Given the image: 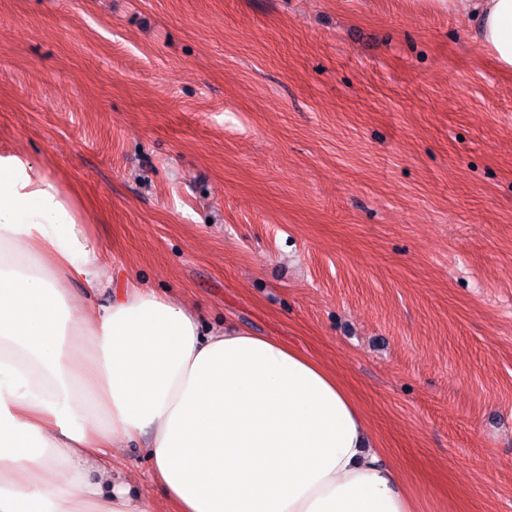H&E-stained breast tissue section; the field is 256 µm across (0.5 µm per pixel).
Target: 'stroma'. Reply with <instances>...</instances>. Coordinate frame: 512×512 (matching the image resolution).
Instances as JSON below:
<instances>
[{
    "label": "stroma",
    "mask_w": 512,
    "mask_h": 512,
    "mask_svg": "<svg viewBox=\"0 0 512 512\" xmlns=\"http://www.w3.org/2000/svg\"><path fill=\"white\" fill-rule=\"evenodd\" d=\"M0 154L113 263L336 373L416 512H512V72L432 0H0ZM116 466L160 512L144 449Z\"/></svg>",
    "instance_id": "obj_1"
}]
</instances>
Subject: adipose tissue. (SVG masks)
Instances as JSON below:
<instances>
[{
    "instance_id": "obj_1",
    "label": "adipose tissue",
    "mask_w": 512,
    "mask_h": 512,
    "mask_svg": "<svg viewBox=\"0 0 512 512\" xmlns=\"http://www.w3.org/2000/svg\"><path fill=\"white\" fill-rule=\"evenodd\" d=\"M438 2L512 71V0ZM107 265L57 181L0 155V512H158L103 462L130 442L173 512H415L334 372Z\"/></svg>"
}]
</instances>
